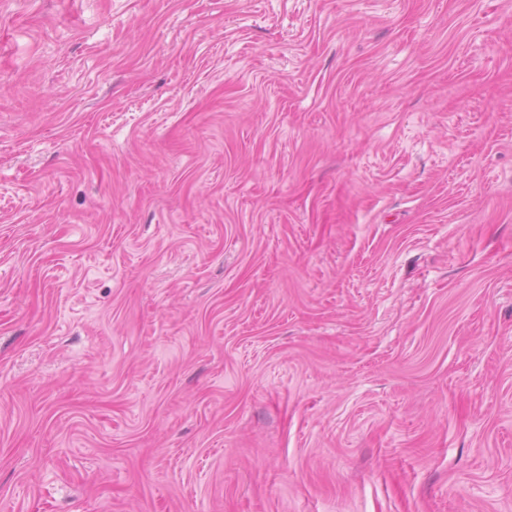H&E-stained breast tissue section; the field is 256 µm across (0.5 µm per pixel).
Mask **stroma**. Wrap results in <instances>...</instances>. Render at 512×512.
<instances>
[{
	"instance_id": "obj_1",
	"label": "stroma",
	"mask_w": 512,
	"mask_h": 512,
	"mask_svg": "<svg viewBox=\"0 0 512 512\" xmlns=\"http://www.w3.org/2000/svg\"><path fill=\"white\" fill-rule=\"evenodd\" d=\"M0 512H512V0H0Z\"/></svg>"
}]
</instances>
